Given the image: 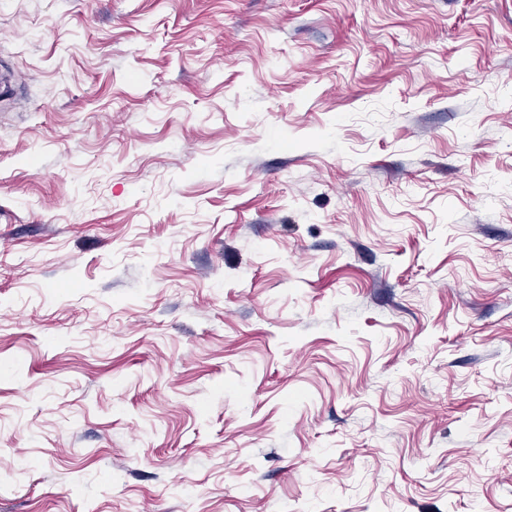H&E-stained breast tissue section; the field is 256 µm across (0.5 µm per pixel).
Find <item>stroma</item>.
Instances as JSON below:
<instances>
[{
    "label": "stroma",
    "mask_w": 512,
    "mask_h": 512,
    "mask_svg": "<svg viewBox=\"0 0 512 512\" xmlns=\"http://www.w3.org/2000/svg\"><path fill=\"white\" fill-rule=\"evenodd\" d=\"M0 512H512V0H0Z\"/></svg>",
    "instance_id": "35a3bbf8"
}]
</instances>
